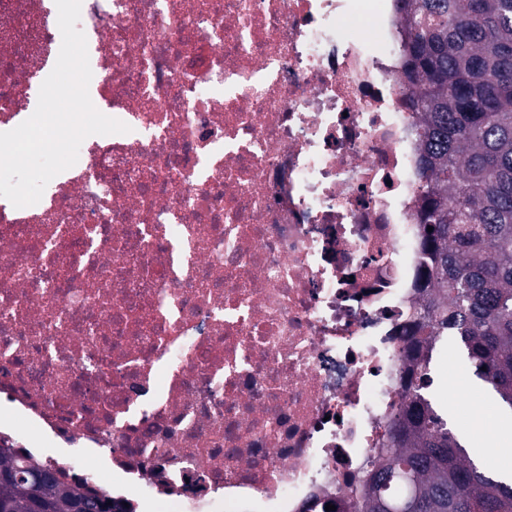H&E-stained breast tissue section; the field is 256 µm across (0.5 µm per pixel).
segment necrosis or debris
<instances>
[{"instance_id": "4bbe7bcc", "label": "necrosis or debris", "mask_w": 512, "mask_h": 512, "mask_svg": "<svg viewBox=\"0 0 512 512\" xmlns=\"http://www.w3.org/2000/svg\"><path fill=\"white\" fill-rule=\"evenodd\" d=\"M57 18L0 0V132ZM78 27L129 130L0 198V447L130 504L344 512L431 281L397 0H82Z\"/></svg>"}]
</instances>
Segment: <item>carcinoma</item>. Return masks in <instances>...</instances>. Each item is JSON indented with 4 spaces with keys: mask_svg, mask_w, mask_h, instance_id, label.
<instances>
[{
    "mask_svg": "<svg viewBox=\"0 0 512 512\" xmlns=\"http://www.w3.org/2000/svg\"><path fill=\"white\" fill-rule=\"evenodd\" d=\"M410 108L424 126L420 223L436 288L404 330L406 398L380 466L349 512H512V480L493 475L428 397L440 338L456 336L474 374L512 411V0H398ZM433 231H427L428 227ZM9 512H126L0 447Z\"/></svg>",
    "mask_w": 512,
    "mask_h": 512,
    "instance_id": "carcinoma-1",
    "label": "carcinoma"
}]
</instances>
